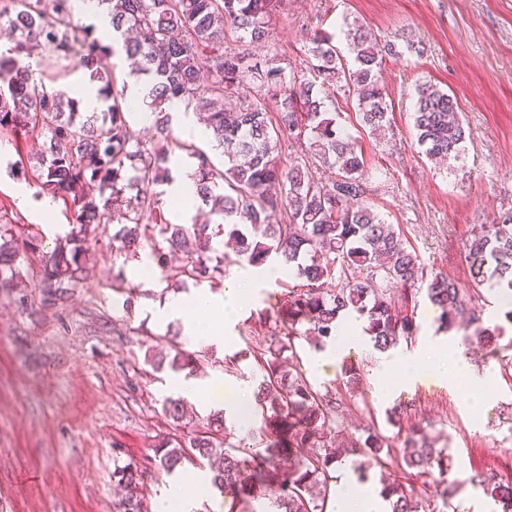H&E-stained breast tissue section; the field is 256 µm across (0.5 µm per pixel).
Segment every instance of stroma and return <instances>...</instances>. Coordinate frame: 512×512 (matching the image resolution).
<instances>
[{"instance_id": "stroma-1", "label": "stroma", "mask_w": 512, "mask_h": 512, "mask_svg": "<svg viewBox=\"0 0 512 512\" xmlns=\"http://www.w3.org/2000/svg\"><path fill=\"white\" fill-rule=\"evenodd\" d=\"M347 23L363 26L401 52L400 58L386 59L383 70L393 107L392 129L385 136L363 126L355 101L342 91L328 92L325 99L364 149L367 201L395 225L427 270L470 288L465 240L474 225L495 223L512 209V0H289L287 11L271 17L260 51L294 67L303 58L308 33L318 26L335 33L337 47L346 50ZM422 80L453 91L470 128L466 154L445 166L417 152L411 113L415 85ZM21 186L28 192L24 203L17 196ZM42 198L15 142L0 135V205L20 231L38 227L48 251L57 237L53 225L68 226L73 215L58 199L53 213L41 217ZM94 251L89 277L66 309L42 306L39 265L33 260L23 269L27 304L0 293V512H113V472L129 462L146 470V502L149 512H156L163 489L191 470L186 464L168 473L155 458L160 442L189 433L164 414L171 381L213 379L209 405L187 407L188 416L198 420L223 412L238 389L255 388L261 377L250 359L239 362L238 373H226L224 358L246 349L258 311L272 309L282 292L262 270L244 264L227 272V280H253L257 286L235 322L227 324L223 344L209 346L207 364L192 373L156 370L149 355H168L165 335L181 333L182 323H158L151 308L176 293L220 296L223 286L190 280L176 288L159 271L137 278L134 262L105 235ZM436 316L420 301L413 350L443 359L465 354L462 333L438 332ZM348 327L358 341L344 344L324 372L307 373L315 388L343 397L340 421L346 432L375 424L394 436L387 412L404 404L409 419L447 445L448 477L459 484L455 502L462 512H495L471 478L512 476V375L493 359L476 369L492 375L493 393L471 392L464 379L451 387L423 373L381 401L374 384L384 355L362 336L360 323ZM348 363L364 373L353 398L342 384Z\"/></svg>"}]
</instances>
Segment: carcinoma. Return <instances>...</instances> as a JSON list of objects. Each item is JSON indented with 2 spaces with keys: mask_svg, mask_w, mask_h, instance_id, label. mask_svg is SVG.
Listing matches in <instances>:
<instances>
[{
  "mask_svg": "<svg viewBox=\"0 0 512 512\" xmlns=\"http://www.w3.org/2000/svg\"><path fill=\"white\" fill-rule=\"evenodd\" d=\"M116 33L115 49L92 32L79 37L72 25L73 0H0V133L37 141L26 154L40 189L73 212L67 234L52 250L41 239L18 243L16 225L0 215V290L21 279L19 259L42 254L41 304L68 305L87 279L92 241L106 228L107 213L120 224L113 242L125 258L143 269L166 271L178 255L176 275L213 286L231 265L261 267L277 260L291 269L297 285H283L274 307L279 331L252 336L248 356L262 376L253 406L260 418L254 449L231 440L222 418L199 426L193 436L156 448L159 467L170 473L187 462L213 473L211 487L228 501L227 512H327L336 465L361 456L370 466L392 461L400 475L383 485L391 512H425L418 495L441 501L438 512H457L455 482L448 479V446L437 445L419 422L404 424L403 411L387 414L397 428L398 447L368 425L341 447L342 400L314 388L302 369L299 349L321 350L337 341L341 322L362 323L374 349L385 352L410 344L418 332V294L438 311L437 331L452 332L460 320L473 328L468 354L497 355L505 329L484 325L483 309L458 282L426 270L415 249L395 226L365 201L366 159L358 141L330 112L322 91L339 87L354 97L371 131L391 128V104L381 81L395 46L382 44L362 27L349 30L353 65L343 63L334 34L320 28L309 38V71L286 70L275 55H255L226 45L238 33L252 43L268 36L271 14L288 0H99ZM147 76L155 132L145 139L123 107L125 87L111 58L119 53ZM48 55L47 68L66 72L72 59L100 83L111 101L105 112H82L80 101L51 86L56 75L35 72L26 60ZM202 118L224 154V168L195 145L178 139L171 103ZM420 153L431 159H457L469 133L457 97L431 82L417 85L412 113ZM296 143L303 157L282 161V144ZM196 159V194L209 208L203 224H173L166 217L164 191L175 150ZM321 168L336 169L324 181ZM473 283L505 308L512 325V210L496 224H480L464 244ZM203 355L174 347L169 367L192 370ZM362 383L360 367L347 365L343 385ZM163 409L174 422L186 416L181 399L166 398ZM122 489L115 512H147L145 473L130 463L113 472ZM477 486L512 512V478L480 480Z\"/></svg>",
  "mask_w": 512,
  "mask_h": 512,
  "instance_id": "cac0c4a2",
  "label": "carcinoma"
}]
</instances>
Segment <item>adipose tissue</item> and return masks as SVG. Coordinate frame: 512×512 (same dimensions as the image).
I'll use <instances>...</instances> for the list:
<instances>
[{"label":"adipose tissue","mask_w":512,"mask_h":512,"mask_svg":"<svg viewBox=\"0 0 512 512\" xmlns=\"http://www.w3.org/2000/svg\"><path fill=\"white\" fill-rule=\"evenodd\" d=\"M246 296V289L234 281L225 285L223 296L218 298L205 292L196 293L190 299L181 295L169 296L156 309L155 315L166 321L183 319L185 309L194 308V317L183 320V335L187 342L194 346L220 344L224 341L225 320L245 303ZM389 363L411 370L416 375L425 372L450 383L468 370L462 358L454 356L444 362H435L423 352L397 355L391 357Z\"/></svg>","instance_id":"ef3b65f1"}]
</instances>
